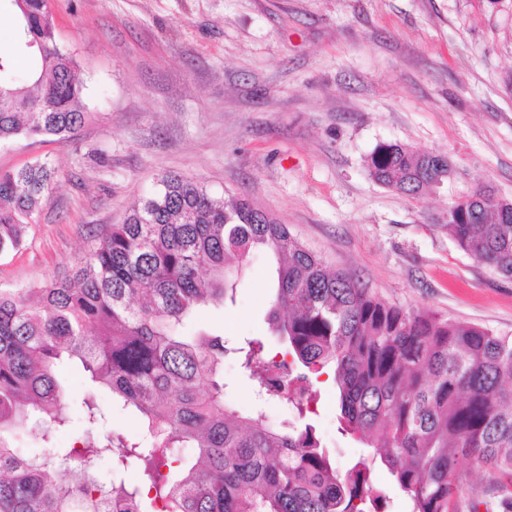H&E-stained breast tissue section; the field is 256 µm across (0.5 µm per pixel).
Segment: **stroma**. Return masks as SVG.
<instances>
[{
    "label": "stroma",
    "instance_id": "35a3bbf8",
    "mask_svg": "<svg viewBox=\"0 0 512 512\" xmlns=\"http://www.w3.org/2000/svg\"><path fill=\"white\" fill-rule=\"evenodd\" d=\"M55 40L86 85L85 124L67 142L0 144V171L36 162L52 189L21 251L0 255V288L72 277L102 233L123 223L163 175L248 200L328 266L406 310L512 335V280L461 251L449 209L473 188L512 199V0H47ZM382 142L446 153L452 174L418 199L375 183ZM273 258L254 253L234 302L190 326L231 340L268 333ZM59 375L83 441L89 381ZM309 415L337 466L367 453L340 430L336 386L314 384Z\"/></svg>",
    "mask_w": 512,
    "mask_h": 512
}]
</instances>
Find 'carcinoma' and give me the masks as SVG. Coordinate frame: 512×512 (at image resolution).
Returning a JSON list of instances; mask_svg holds the SVG:
<instances>
[{
  "mask_svg": "<svg viewBox=\"0 0 512 512\" xmlns=\"http://www.w3.org/2000/svg\"><path fill=\"white\" fill-rule=\"evenodd\" d=\"M2 11L14 40L0 51V142L68 140L88 117L85 85L55 42L46 0H0ZM367 168L413 197L438 176L426 153L391 142L375 146ZM51 179L39 162L0 172V255L22 248ZM448 231L512 280V201L479 186L450 209ZM259 249L275 258L268 324L282 350L264 357L260 340L229 347L221 334L186 330L197 309L234 300ZM36 295L32 304L0 289V512H378L376 461L409 512H478L480 502L461 496L464 459L492 472L485 512H512V336L382 301L247 200L229 204L166 175L73 278ZM227 353L260 398L300 418L313 381L333 375L342 431L377 452L341 472L312 425L279 429L259 406L235 409L224 397ZM64 356L119 409L138 412L143 438L115 431L80 448L52 446V429L70 422L56 377ZM43 415L45 450L20 456L15 435ZM102 455L114 472L137 463L141 483L105 485L78 467ZM76 467V478H62Z\"/></svg>",
  "mask_w": 512,
  "mask_h": 512,
  "instance_id": "obj_1",
  "label": "carcinoma"
}]
</instances>
